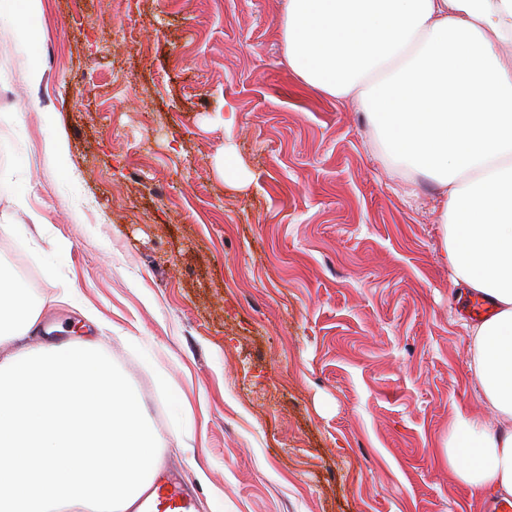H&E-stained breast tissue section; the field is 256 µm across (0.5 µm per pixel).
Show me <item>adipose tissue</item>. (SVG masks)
Returning <instances> with one entry per match:
<instances>
[{"label": "adipose tissue", "mask_w": 512, "mask_h": 512, "mask_svg": "<svg viewBox=\"0 0 512 512\" xmlns=\"http://www.w3.org/2000/svg\"><path fill=\"white\" fill-rule=\"evenodd\" d=\"M288 67L365 112L386 164L439 188L454 285L495 312L470 327L494 424L457 415L448 465L512 498V0H284ZM41 305L0 264V512H135L167 441L90 341L36 347Z\"/></svg>", "instance_id": "ef3b65f1"}]
</instances>
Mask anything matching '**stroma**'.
I'll return each instance as SVG.
<instances>
[{
    "label": "stroma",
    "instance_id": "stroma-1",
    "mask_svg": "<svg viewBox=\"0 0 512 512\" xmlns=\"http://www.w3.org/2000/svg\"><path fill=\"white\" fill-rule=\"evenodd\" d=\"M283 5L42 0L35 47L0 27V221L25 227L0 262L44 301L27 342L100 339L196 512H480L448 466L455 415L492 413L436 187L298 83Z\"/></svg>",
    "mask_w": 512,
    "mask_h": 512
}]
</instances>
